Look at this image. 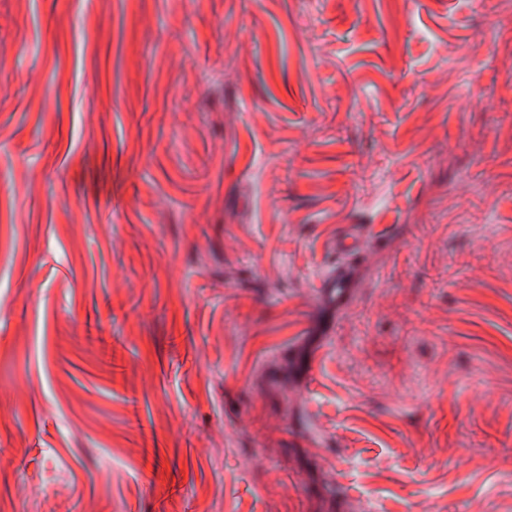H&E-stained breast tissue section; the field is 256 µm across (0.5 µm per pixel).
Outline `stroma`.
I'll use <instances>...</instances> for the list:
<instances>
[{"mask_svg": "<svg viewBox=\"0 0 512 512\" xmlns=\"http://www.w3.org/2000/svg\"><path fill=\"white\" fill-rule=\"evenodd\" d=\"M0 85V512H512L505 0H0ZM352 283L349 268L344 264H337L333 273L322 281V295L324 298L342 305L351 300Z\"/></svg>", "mask_w": 512, "mask_h": 512, "instance_id": "35a3bbf8", "label": "stroma"}]
</instances>
